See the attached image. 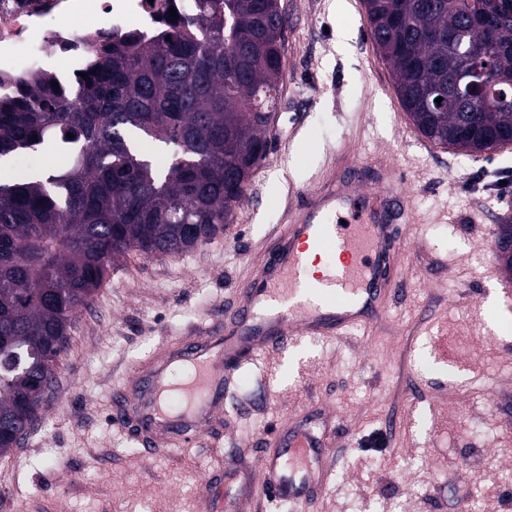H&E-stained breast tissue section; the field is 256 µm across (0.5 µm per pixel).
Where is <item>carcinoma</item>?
I'll list each match as a JSON object with an SVG mask.
<instances>
[{
  "label": "carcinoma",
  "instance_id": "1",
  "mask_svg": "<svg viewBox=\"0 0 512 512\" xmlns=\"http://www.w3.org/2000/svg\"><path fill=\"white\" fill-rule=\"evenodd\" d=\"M401 105L430 143L470 155L512 143V0H364ZM279 0H209L195 26L105 42L79 85L33 79L0 100V159L43 147L69 157L0 178V426L23 439L78 309L119 256L193 249L230 223L267 152L282 77ZM487 38L479 102L432 106L463 60L448 43ZM74 138H67V134ZM171 145L170 159L155 150Z\"/></svg>",
  "mask_w": 512,
  "mask_h": 512
}]
</instances>
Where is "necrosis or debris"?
Listing matches in <instances>:
<instances>
[{
	"mask_svg": "<svg viewBox=\"0 0 512 512\" xmlns=\"http://www.w3.org/2000/svg\"><path fill=\"white\" fill-rule=\"evenodd\" d=\"M199 12L198 0H0V97L16 95V78L48 69L76 83L103 34L150 35L171 16L192 19Z\"/></svg>",
	"mask_w": 512,
	"mask_h": 512,
	"instance_id": "1",
	"label": "necrosis or debris"
}]
</instances>
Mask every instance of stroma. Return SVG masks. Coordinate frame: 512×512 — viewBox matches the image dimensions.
<instances>
[{"mask_svg":"<svg viewBox=\"0 0 512 512\" xmlns=\"http://www.w3.org/2000/svg\"><path fill=\"white\" fill-rule=\"evenodd\" d=\"M283 80L269 148L214 239L177 255L132 252L80 309L58 383L24 443L0 454V512H224L231 466L255 471L276 427L307 415L335 439L314 512H512V280L490 274L487 234L512 215L494 189L512 145L431 144L412 125L358 0H280ZM405 182L412 223L382 317L338 338L294 336L225 383L219 424L145 455L110 421L113 388L165 342L202 330L290 223L289 190L336 154Z\"/></svg>","mask_w":512,"mask_h":512,"instance_id":"35a3bbf8","label":"stroma"}]
</instances>
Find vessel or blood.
I'll use <instances>...</instances> for the list:
<instances>
[{
    "instance_id": "b4317fda",
    "label": "vessel or blood",
    "mask_w": 512,
    "mask_h": 512,
    "mask_svg": "<svg viewBox=\"0 0 512 512\" xmlns=\"http://www.w3.org/2000/svg\"><path fill=\"white\" fill-rule=\"evenodd\" d=\"M345 154L315 186L298 192L291 224L268 247L239 306L201 336L164 344L131 383L114 391L113 421L148 452L193 442L224 403V381L245 360L293 335L343 336L381 317L397 286L400 227L412 223L401 179L360 175ZM326 435L286 427L264 449L263 492L311 512L325 481Z\"/></svg>"
}]
</instances>
